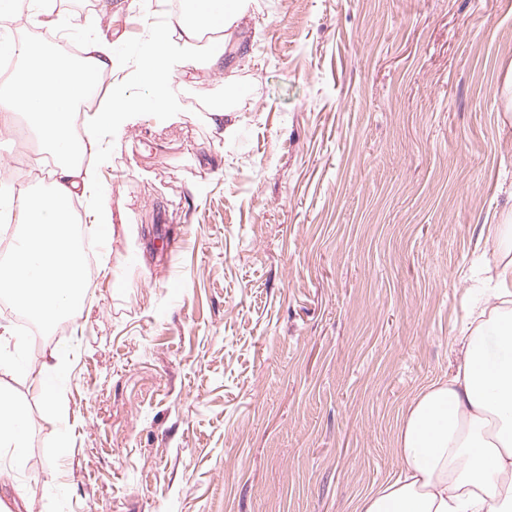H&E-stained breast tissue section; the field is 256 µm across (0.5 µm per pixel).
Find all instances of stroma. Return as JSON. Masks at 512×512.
<instances>
[{
    "label": "stroma",
    "instance_id": "1",
    "mask_svg": "<svg viewBox=\"0 0 512 512\" xmlns=\"http://www.w3.org/2000/svg\"><path fill=\"white\" fill-rule=\"evenodd\" d=\"M128 3L27 14L13 39L104 38L129 73L152 29L126 39ZM242 36L220 69L176 66L181 111L132 82L137 110L98 135L109 269L65 335L0 371L29 428L5 512H357L456 363L512 219V0H256ZM233 82L228 143L209 109ZM66 362L55 352L48 355L42 364L40 386L45 395L46 406L50 412L62 414V394L66 387Z\"/></svg>",
    "mask_w": 512,
    "mask_h": 512
}]
</instances>
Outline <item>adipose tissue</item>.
Instances as JSON below:
<instances>
[{
  "mask_svg": "<svg viewBox=\"0 0 512 512\" xmlns=\"http://www.w3.org/2000/svg\"><path fill=\"white\" fill-rule=\"evenodd\" d=\"M253 3L184 0L179 15L155 28L134 75L150 88L153 111L179 109L171 57L184 53L190 66L219 67ZM13 50L31 64L25 75L0 84V127L24 117L55 158L56 170L38 203L13 218L15 245L0 262V293L32 320L74 318L85 308L89 284L84 256L70 234L71 199L95 174L73 155L96 145L91 135L75 139L76 106L97 75L118 70L121 59L105 40L90 47L85 63L49 50L33 55L23 42ZM491 280L492 292L474 324L452 339L457 366L447 379L424 387L407 409L397 435L400 476L366 496L360 512H512V259L497 265ZM66 382L64 358L50 353L40 379L50 412L61 413ZM26 443L25 410L0 390V454L20 456Z\"/></svg>",
  "mask_w": 512,
  "mask_h": 512,
  "instance_id": "adipose-tissue-1",
  "label": "adipose tissue"
}]
</instances>
